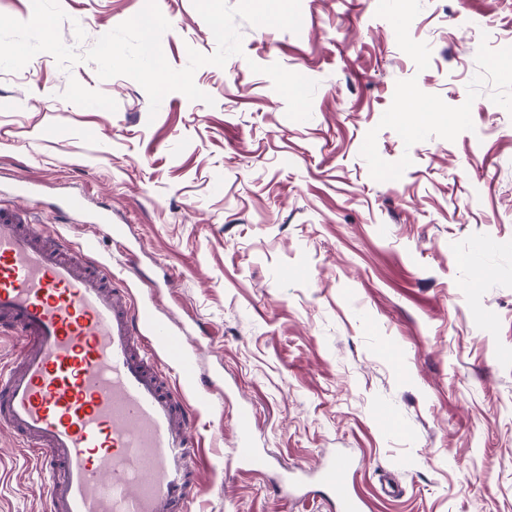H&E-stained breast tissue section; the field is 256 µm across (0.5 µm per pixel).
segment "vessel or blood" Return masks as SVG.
Returning a JSON list of instances; mask_svg holds the SVG:
<instances>
[{
    "mask_svg": "<svg viewBox=\"0 0 512 512\" xmlns=\"http://www.w3.org/2000/svg\"><path fill=\"white\" fill-rule=\"evenodd\" d=\"M96 244L71 247L36 224L0 217V333L15 335V361L0 368V428L13 433L49 476L47 512H187L198 496L200 405L213 383L187 347L190 331L149 305L95 260ZM204 389L199 405L157 369V354ZM235 454L257 461L255 413L237 411ZM351 463L318 472L341 489Z\"/></svg>",
    "mask_w": 512,
    "mask_h": 512,
    "instance_id": "b4317fda",
    "label": "vessel or blood"
}]
</instances>
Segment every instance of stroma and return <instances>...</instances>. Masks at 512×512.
<instances>
[{
  "instance_id": "obj_1",
  "label": "stroma",
  "mask_w": 512,
  "mask_h": 512,
  "mask_svg": "<svg viewBox=\"0 0 512 512\" xmlns=\"http://www.w3.org/2000/svg\"><path fill=\"white\" fill-rule=\"evenodd\" d=\"M144 2L59 0L61 37L85 51ZM158 6L171 67L214 53L193 0ZM301 10L297 33L239 22L242 54L194 74L209 102L172 92L154 115L90 62L0 71V213L76 244L110 214L112 277L133 254L152 280L135 302L203 327L224 398L198 416L192 512H337L338 492L295 498L283 477L342 454L366 512H512V0ZM480 236L499 245L487 279ZM244 404L264 464L228 482ZM40 482L0 429V512H43Z\"/></svg>"
}]
</instances>
